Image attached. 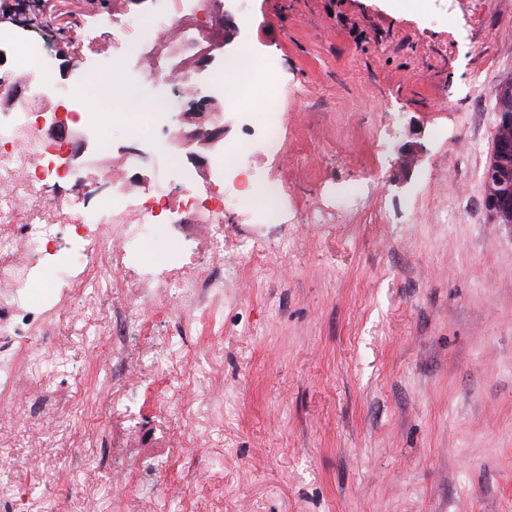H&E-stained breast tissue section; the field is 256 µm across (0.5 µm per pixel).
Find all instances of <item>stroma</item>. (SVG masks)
Masks as SVG:
<instances>
[{
  "label": "stroma",
  "instance_id": "stroma-1",
  "mask_svg": "<svg viewBox=\"0 0 512 512\" xmlns=\"http://www.w3.org/2000/svg\"><path fill=\"white\" fill-rule=\"evenodd\" d=\"M25 0L60 87L112 130L85 180L136 149L152 167L157 88L100 102L116 43L150 0ZM224 52L274 61L287 145L240 163L281 186L271 219L224 215V252L175 209L119 259L97 224L99 285L13 301L0 339V512H512V227L484 206L512 0H249ZM0 211L10 240L44 198ZM259 244L253 255L247 244ZM204 283L185 291V280ZM153 303L110 337L143 293Z\"/></svg>",
  "mask_w": 512,
  "mask_h": 512
}]
</instances>
